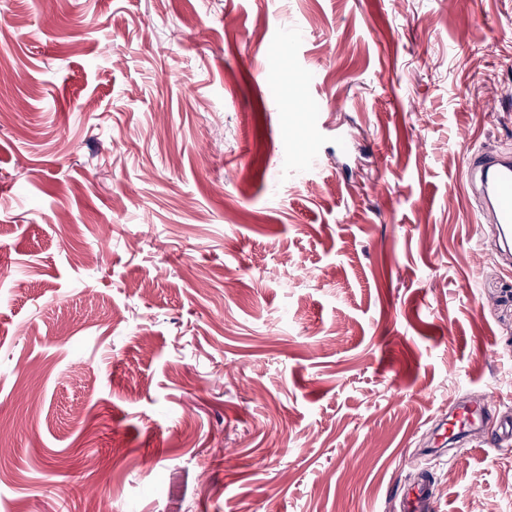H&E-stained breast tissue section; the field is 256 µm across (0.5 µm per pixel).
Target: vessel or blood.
I'll list each match as a JSON object with an SVG mask.
<instances>
[{
    "label": "vessel or blood",
    "instance_id": "obj_1",
    "mask_svg": "<svg viewBox=\"0 0 512 512\" xmlns=\"http://www.w3.org/2000/svg\"><path fill=\"white\" fill-rule=\"evenodd\" d=\"M468 183L481 201L485 223L494 225L499 241L512 249V156L480 153L469 163ZM491 405L483 398L456 410L455 424L459 431L472 432L483 426Z\"/></svg>",
    "mask_w": 512,
    "mask_h": 512
}]
</instances>
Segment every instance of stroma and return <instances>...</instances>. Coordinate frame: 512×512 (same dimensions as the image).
I'll return each instance as SVG.
<instances>
[{
    "label": "stroma",
    "mask_w": 512,
    "mask_h": 512,
    "mask_svg": "<svg viewBox=\"0 0 512 512\" xmlns=\"http://www.w3.org/2000/svg\"><path fill=\"white\" fill-rule=\"evenodd\" d=\"M491 148L512 0H0V512H512ZM491 404V400L483 398L458 408L453 415L455 422L452 426L454 428L458 426V432L454 433V428L452 430L454 436H459L462 432L470 434L472 431L482 428L485 415Z\"/></svg>",
    "instance_id": "stroma-1"
}]
</instances>
